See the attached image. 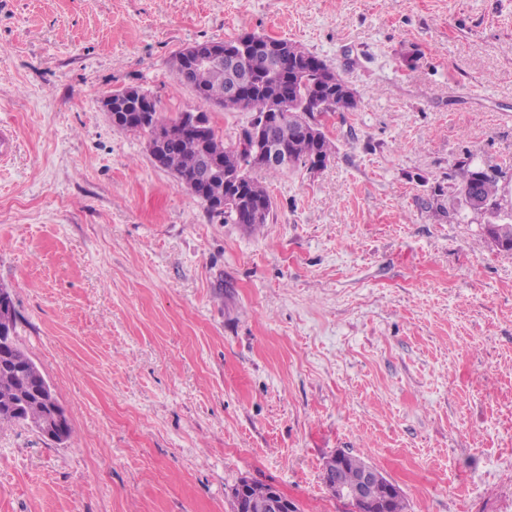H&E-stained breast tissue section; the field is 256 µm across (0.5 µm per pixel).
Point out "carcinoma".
Instances as JSON below:
<instances>
[{
	"label": "carcinoma",
	"mask_w": 512,
	"mask_h": 512,
	"mask_svg": "<svg viewBox=\"0 0 512 512\" xmlns=\"http://www.w3.org/2000/svg\"><path fill=\"white\" fill-rule=\"evenodd\" d=\"M284 54L270 65L264 55L239 56L235 67L224 64L199 67L181 51L171 60V70L176 82L189 87L197 104L193 110L207 113L212 106L226 111L254 113L258 122H266L273 129L279 145L288 153V163H260L240 148L237 141L224 142L215 129H210L206 144L181 129L177 120L153 111L151 122L146 125L118 123L116 127L135 130L147 137V151L154 148L157 128L171 129L176 143L166 155L164 169L176 180L196 174L205 163V157L215 159L221 176L207 182V191H192L207 210L224 217L226 224H241L255 230L268 223L273 202L267 187L255 177L258 171L278 173L288 167L303 166L310 171L321 169L333 158L335 144L324 132L305 135L299 128L318 125L317 116L323 107L335 112H348L357 108L356 92L338 72L324 60L305 51L299 45L283 41ZM243 84V93L234 98L227 96L233 84ZM497 181L481 168L463 169L459 193L467 198L476 193L484 200L498 202ZM261 217H255L256 211ZM485 237L499 250L512 253V218L496 224L485 225ZM13 370L0 369V422H16L40 428L47 415L45 404L34 394L42 373L27 370L30 356L18 345L8 354ZM366 463L349 454L344 455L343 468L336 469L331 457L323 466V483L329 484L331 473L336 480L351 484ZM251 512H260L259 504L268 499L271 486L245 481ZM368 496L383 506V512H405L403 494H391L390 483L382 478L368 490Z\"/></svg>",
	"instance_id": "1"
}]
</instances>
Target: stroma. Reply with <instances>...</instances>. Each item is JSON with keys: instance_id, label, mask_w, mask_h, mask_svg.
I'll list each match as a JSON object with an SVG mask.
<instances>
[{"instance_id": "stroma-1", "label": "stroma", "mask_w": 512, "mask_h": 512, "mask_svg": "<svg viewBox=\"0 0 512 512\" xmlns=\"http://www.w3.org/2000/svg\"><path fill=\"white\" fill-rule=\"evenodd\" d=\"M251 32L356 91L327 165L258 172L273 214L225 223L115 127L169 62ZM0 287L72 427L0 424V512H233L275 486L350 512V453L405 512H512V253L458 187L512 206V0H0ZM498 191L496 179L484 173L483 169L477 167L470 168L469 165H467V168H463L459 193L463 196L465 202L467 197L473 193L471 199L472 206L486 210L490 206L488 207L484 200L495 203L499 202ZM474 193L480 195L484 200ZM343 456V468L338 471H336V460L334 457H330L325 461L322 472L323 483L334 497L336 496L345 500L363 502L367 504V489L374 481H377L380 478V473L372 466L364 469L368 464L356 456H351L345 453H343ZM362 469L364 470L359 474V477L354 484H344L353 483ZM332 471L336 472V480L341 481L335 486L336 493H333L329 486ZM390 486L391 484L385 479V477L381 478L369 488L368 496L383 506L384 510L382 512H405L403 494L396 493L392 495L390 493Z\"/></svg>"}]
</instances>
